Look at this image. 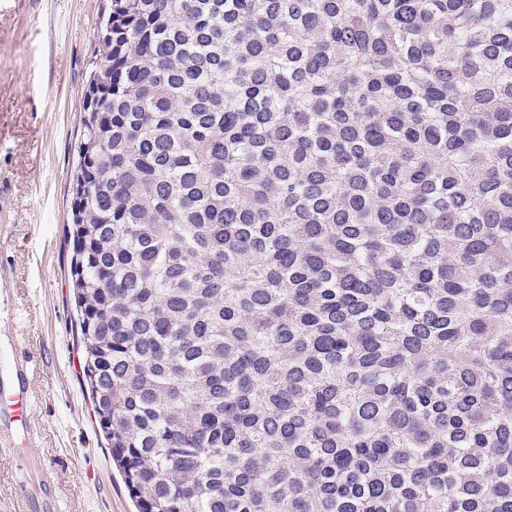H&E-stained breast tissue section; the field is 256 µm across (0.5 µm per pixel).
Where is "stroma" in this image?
<instances>
[{"instance_id":"35a3bbf8","label":"stroma","mask_w":512,"mask_h":512,"mask_svg":"<svg viewBox=\"0 0 512 512\" xmlns=\"http://www.w3.org/2000/svg\"><path fill=\"white\" fill-rule=\"evenodd\" d=\"M107 0H0V358L30 356L32 443L0 438V512H28L24 457L54 512H135L81 377L69 273L75 143Z\"/></svg>"}]
</instances>
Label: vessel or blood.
I'll return each mask as SVG.
<instances>
[{"instance_id": "b4317fda", "label": "vessel or blood", "mask_w": 512, "mask_h": 512, "mask_svg": "<svg viewBox=\"0 0 512 512\" xmlns=\"http://www.w3.org/2000/svg\"><path fill=\"white\" fill-rule=\"evenodd\" d=\"M31 373V360L23 355L0 363V434L8 433L18 448L26 447L31 437Z\"/></svg>"}]
</instances>
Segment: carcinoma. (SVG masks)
<instances>
[{
    "label": "carcinoma",
    "mask_w": 512,
    "mask_h": 512,
    "mask_svg": "<svg viewBox=\"0 0 512 512\" xmlns=\"http://www.w3.org/2000/svg\"><path fill=\"white\" fill-rule=\"evenodd\" d=\"M70 275L137 512H512V0H110Z\"/></svg>",
    "instance_id": "cac0c4a2"
}]
</instances>
